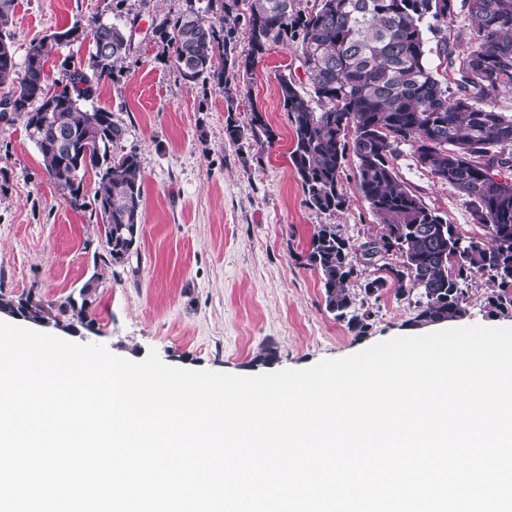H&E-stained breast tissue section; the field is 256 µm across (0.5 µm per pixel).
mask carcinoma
Here are the masks:
<instances>
[{
	"label": "carcinoma",
	"mask_w": 512,
	"mask_h": 512,
	"mask_svg": "<svg viewBox=\"0 0 512 512\" xmlns=\"http://www.w3.org/2000/svg\"><path fill=\"white\" fill-rule=\"evenodd\" d=\"M207 0V20L191 10L155 23L153 35L172 49L187 82H211L228 102L225 136H250L272 145L275 134L254 108L248 123L233 104L250 90L255 71L275 45L294 49L306 83L279 76L284 111L294 132L290 162L306 203L319 212L345 204L341 173L352 157L362 198L383 224L379 238L364 246L362 259L378 276L364 281L366 296H379L388 282L417 292L414 322L456 320L467 314L462 284L487 273L499 281L489 304L512 311V113L492 94L512 92V0ZM247 12H240V5ZM15 0H0V119L21 116L41 154L44 172L74 209L88 206L83 174L99 178L92 211L100 215L107 267L121 263L137 241L143 177L140 156L112 148L125 129L110 110H83L99 83L112 75L133 48V27L101 23L94 45L110 51L89 55L90 72L71 56L61 78L48 84L46 63L62 46L81 39L77 26L54 31L27 51L16 71L7 31ZM247 48L238 49L239 25ZM436 38L431 47L424 31ZM435 54L446 77L428 62ZM437 182L453 189L471 208L487 242L464 236L399 179L401 147ZM398 254L396 264L380 263ZM307 264L321 275L326 309L361 331L369 313L360 311L345 283L356 273L349 245L332 224L314 231ZM100 273L67 296L47 303L29 293L0 305L24 311L36 324L84 322L99 288Z\"/></svg>",
	"instance_id": "obj_1"
}]
</instances>
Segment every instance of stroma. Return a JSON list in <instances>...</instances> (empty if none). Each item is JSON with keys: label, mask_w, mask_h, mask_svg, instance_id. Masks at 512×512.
<instances>
[{"label": "stroma", "mask_w": 512, "mask_h": 512, "mask_svg": "<svg viewBox=\"0 0 512 512\" xmlns=\"http://www.w3.org/2000/svg\"><path fill=\"white\" fill-rule=\"evenodd\" d=\"M205 4L15 0L10 29L19 65L31 42L52 32L77 25L88 33L103 22L137 19L132 52L99 84L92 103L111 110L125 130L116 153L141 157L142 224L124 262L95 266V255L104 251L95 213L72 209L47 179L23 118L0 119V297L31 293L55 301L77 293L97 272L94 330L72 334L50 324L46 333L100 344L131 361L153 349L173 367L236 375L305 369L394 337L448 329L445 321L415 324L416 297L401 295L396 284H387L379 298H365L363 282L374 270L362 262L346 288L365 300L369 328H348L327 311L320 276L306 261L316 227L335 225L359 256L366 242L379 238L381 224L350 161L341 174L343 209L328 214L306 204L290 163L293 128L278 85L282 74L304 79L292 50L273 46L249 95L232 105L214 84L182 79L152 27L165 16L203 11ZM254 109L276 133L273 146L229 143L227 116L244 124ZM397 171L463 235L484 240L464 200L417 167L410 147H403ZM493 289L485 274L467 281L468 314L459 326L512 327V314L490 305Z\"/></svg>", "instance_id": "stroma-1"}]
</instances>
